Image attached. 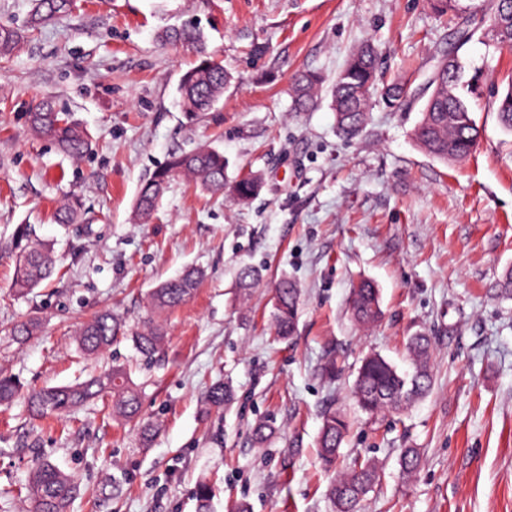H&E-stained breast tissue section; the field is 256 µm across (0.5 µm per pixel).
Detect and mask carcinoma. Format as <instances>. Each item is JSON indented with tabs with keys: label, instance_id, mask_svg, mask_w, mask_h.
<instances>
[{
	"label": "carcinoma",
	"instance_id": "cac0c4a2",
	"mask_svg": "<svg viewBox=\"0 0 512 512\" xmlns=\"http://www.w3.org/2000/svg\"><path fill=\"white\" fill-rule=\"evenodd\" d=\"M73 0H33L30 23L39 25L68 12ZM489 25L499 44L512 49V0H491V10L462 19L456 29V38L470 39L484 25ZM21 38V31L11 26H0V56L9 54ZM168 42L196 45L200 62L186 70L178 84L179 106L190 116L211 110L224 97V87L231 75L224 66L206 52L203 36L195 28L182 27L164 35ZM448 67L435 68L429 86L430 96L415 126L413 136L420 147L441 160H457L471 154L478 146L479 128L471 115L468 103L461 94L464 89L462 67L450 56H445ZM379 78L376 69V51L369 43L354 49L336 79L331 83V109L335 112L336 128L346 138L357 135L366 123L370 101ZM325 78L313 71L295 75L291 85L294 110L304 112L319 100ZM501 124L512 130V89L498 107ZM32 133L52 139L58 147L75 157H83L92 150V137L81 123L69 114L57 110L44 100L29 113ZM191 178L208 194L229 192L241 203H248L259 194L263 179L257 173H248L234 180L228 179L224 153L210 146H201L190 153H174L167 164L156 170L140 187L134 220L147 223L171 181ZM82 220L81 208L68 203L56 212L61 224H78ZM27 228L17 231L19 260L15 269L14 287L23 293L38 287L53 271L50 246L27 240ZM200 277L195 269L167 279L154 288L150 295L153 308L168 311L186 303L194 294ZM350 310L354 320L362 325L375 323L381 315L379 292L370 281H362L353 288ZM299 312V290L292 280L285 278L275 288L273 324L276 334H293ZM127 335L126 325L109 311H104L79 328L75 342L79 352L97 357L106 352L119 339ZM135 350L150 357L161 348L164 334L157 326H148L130 336ZM408 353L411 370L401 371L391 361L373 353L365 358L354 385V394L361 409L373 416L384 409L399 410L428 392L432 382L430 367L431 348L423 335L410 337ZM24 396L29 415L46 419L61 415L99 399L108 398L112 419L133 427L143 444L150 443L158 426L142 416V387L134 382L129 368L121 365L90 375L87 379L62 387H45L22 393L19 382L0 374V405L12 403ZM231 399L230 390L222 383L211 386L204 397L207 415L223 411ZM349 424L345 416L330 411L323 416L318 436V448L325 465L336 464L339 450L345 440ZM403 474L412 475L419 466L418 452L406 448L400 456ZM377 475V462L373 458L356 459L329 487V499L334 512H359V506L371 489ZM79 488L47 456L34 463L28 497L33 512H67Z\"/></svg>",
	"mask_w": 512,
	"mask_h": 512
}]
</instances>
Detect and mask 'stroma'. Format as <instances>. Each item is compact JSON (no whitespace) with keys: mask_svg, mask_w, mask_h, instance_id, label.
<instances>
[{"mask_svg":"<svg viewBox=\"0 0 512 512\" xmlns=\"http://www.w3.org/2000/svg\"><path fill=\"white\" fill-rule=\"evenodd\" d=\"M487 5L458 0L441 16L428 0H74L33 26L32 0H0V25L22 33L0 57V372L28 388L132 365L146 385L143 415L160 426L145 447L99 403L48 422L31 421L23 403L0 406V512H28L40 449L80 487L70 512H197L203 481L211 512H332L316 447L331 410L350 425L345 458L379 464L362 512H512V299L497 294L512 269V131L497 112L512 51L490 28L457 51L475 85L477 150L446 162L412 136L457 19ZM189 24L232 75L218 107L196 118L181 112L176 86L197 54L157 37ZM366 41L382 83L411 87L404 106L374 96L353 138L337 132L328 102L294 111L296 72L333 78ZM44 98L87 127L91 154L72 158L31 135L28 114ZM203 145L223 152L229 175L260 173L259 196L242 204L179 178L149 223H133L141 183ZM71 198L82 223H56ZM22 226L56 260L51 280L24 295L11 288ZM245 265L262 273L246 291ZM188 267L203 273L192 298L152 314L153 288ZM284 277L300 290L286 340L272 319ZM363 279L380 293L368 327L349 310ZM102 310L160 325V352L145 358L123 340L84 359L74 336ZM31 319L34 336H8ZM418 333L433 345L431 390L368 415L353 397L363 359L407 369ZM217 382L232 399L208 417L202 399ZM259 422L271 427L261 445ZM405 448L421 457L409 477Z\"/></svg>","mask_w":512,"mask_h":512,"instance_id":"obj_1","label":"stroma"}]
</instances>
